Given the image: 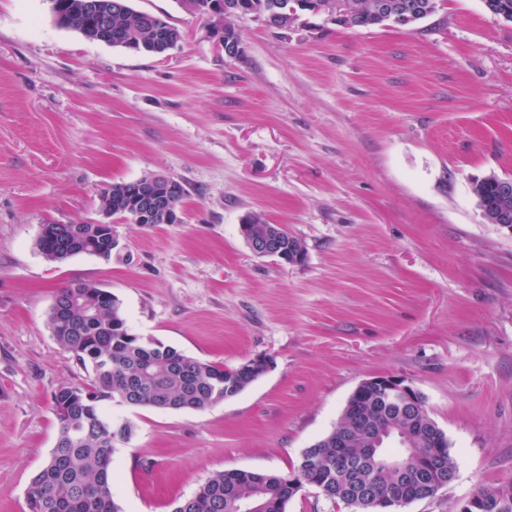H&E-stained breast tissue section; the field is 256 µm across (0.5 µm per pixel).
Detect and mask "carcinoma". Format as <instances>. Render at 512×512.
Segmentation results:
<instances>
[{"label": "carcinoma", "mask_w": 512, "mask_h": 512, "mask_svg": "<svg viewBox=\"0 0 512 512\" xmlns=\"http://www.w3.org/2000/svg\"><path fill=\"white\" fill-rule=\"evenodd\" d=\"M300 11L324 12L336 24L350 28L383 25L403 12L410 0H386L388 11H377L378 0H237L244 13L265 17L277 24L279 3ZM145 12L127 6L112 18V46L156 54L155 35L140 25ZM501 177L492 175L481 184L478 197L491 209L498 206ZM124 183L103 189L100 198L112 200V214L125 216L129 201ZM39 253L50 262H63L86 254L112 258L111 244L105 242L93 224H55L51 234L36 240ZM48 327L55 341L92 370V383L85 387L62 385L53 395V412L58 436L49 457L32 476L27 493L28 512H119L112 494V456L117 445L133 433L132 423L119 433L105 426L112 414L103 402L118 400L132 407L178 411H203L224 400V392H242L256 381L259 371L224 373V366L195 360L173 346L132 334L120 301L112 292L93 282L61 288L50 308ZM366 417L383 430L407 426L400 412L377 401L365 406ZM358 420L345 413L336 427L313 444L321 455L320 464L334 468L336 435L351 437L350 449L366 447ZM408 448L429 447L436 429L426 414L412 424ZM371 483L380 494L398 492L396 479L367 465L357 475ZM255 499V512H285L291 499L288 477L232 469L209 477L173 512H236L235 505Z\"/></svg>", "instance_id": "obj_1"}]
</instances>
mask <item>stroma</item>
<instances>
[{"label":"stroma","instance_id":"35a3bbf8","mask_svg":"<svg viewBox=\"0 0 512 512\" xmlns=\"http://www.w3.org/2000/svg\"><path fill=\"white\" fill-rule=\"evenodd\" d=\"M132 5L182 32L167 58L60 28L49 0H0V512H27L54 392L92 381L47 324L81 282L196 360L273 359L203 411L113 404L134 426L112 459L121 512H172L218 471L291 474L382 375L423 395L457 464L402 512L512 482V233L471 191L512 177V22L483 0H438L406 27L248 14L230 56L176 0ZM151 173L184 185L180 223L116 220L107 261L38 252L42 225L95 222L103 188ZM253 216L303 260L253 254Z\"/></svg>","mask_w":512,"mask_h":512}]
</instances>
